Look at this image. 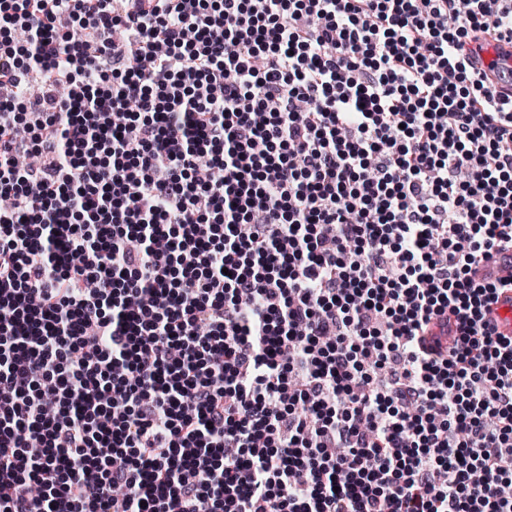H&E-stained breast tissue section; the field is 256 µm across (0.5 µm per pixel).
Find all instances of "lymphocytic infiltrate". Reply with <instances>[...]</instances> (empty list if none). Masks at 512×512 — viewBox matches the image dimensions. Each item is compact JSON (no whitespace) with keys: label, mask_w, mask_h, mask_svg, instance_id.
<instances>
[{"label":"lymphocytic infiltrate","mask_w":512,"mask_h":512,"mask_svg":"<svg viewBox=\"0 0 512 512\" xmlns=\"http://www.w3.org/2000/svg\"><path fill=\"white\" fill-rule=\"evenodd\" d=\"M495 34L512 0H0V512H512ZM477 278H490L496 281L512 280L511 253H502L493 256L488 262L476 271ZM486 319L494 328L496 335L512 338V290L498 292L489 305Z\"/></svg>","instance_id":"f902f5d3"}]
</instances>
